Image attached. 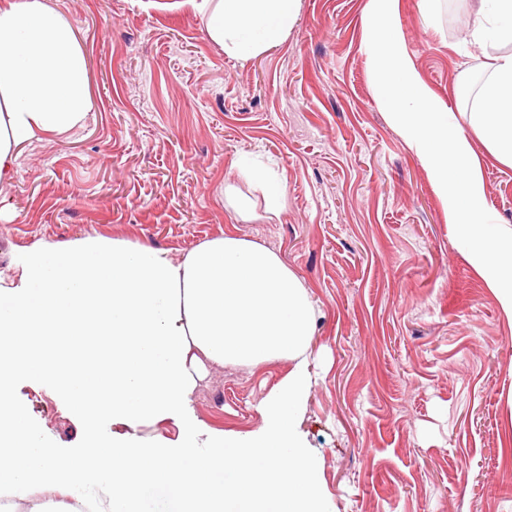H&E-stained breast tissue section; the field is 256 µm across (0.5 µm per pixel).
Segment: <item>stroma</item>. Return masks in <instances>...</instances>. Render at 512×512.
Here are the masks:
<instances>
[{"label": "stroma", "mask_w": 512, "mask_h": 512, "mask_svg": "<svg viewBox=\"0 0 512 512\" xmlns=\"http://www.w3.org/2000/svg\"><path fill=\"white\" fill-rule=\"evenodd\" d=\"M87 60L83 124L21 148L0 184V285L44 242L102 236L175 260L230 234L276 253L316 310L300 433L324 512H512V318L460 251L430 174L373 92L370 0H300L263 54L225 53L206 0H42ZM480 0H450L435 25L399 0L396 27L419 79L455 112L461 71L512 43L471 42ZM488 203L512 225V167L471 136ZM272 169L237 180L254 211L224 207L241 157ZM291 365L208 367L188 418L250 434ZM50 372L7 389L46 454L81 458L131 433L183 448L182 421L136 430L74 410Z\"/></svg>", "instance_id": "35a3bbf8"}]
</instances>
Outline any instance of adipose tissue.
<instances>
[{"label": "adipose tissue", "instance_id": "adipose-tissue-1", "mask_svg": "<svg viewBox=\"0 0 512 512\" xmlns=\"http://www.w3.org/2000/svg\"><path fill=\"white\" fill-rule=\"evenodd\" d=\"M471 32L512 42V0H480ZM298 0H208L206 27L225 50L251 58L282 42ZM90 107L85 54L68 20L41 0L0 8V183L16 173L17 148L40 133L61 134ZM316 317L299 279L277 254L233 235L212 239L176 261L137 243L88 236L46 243L0 289V348L40 335L47 320L65 323L72 343L107 328L112 367L89 373L68 358L34 349L0 365V416L17 408L5 387L15 372L49 368L51 389L75 407L134 428L182 416L205 365L290 362L288 375L261 405L262 428L218 436L210 448L168 456L116 441L83 459L51 457L31 469L27 433L0 438V495L11 512H124L132 485L147 479L141 512H323L318 471L299 435L310 388ZM95 479V502L78 488Z\"/></svg>", "mask_w": 512, "mask_h": 512}]
</instances>
